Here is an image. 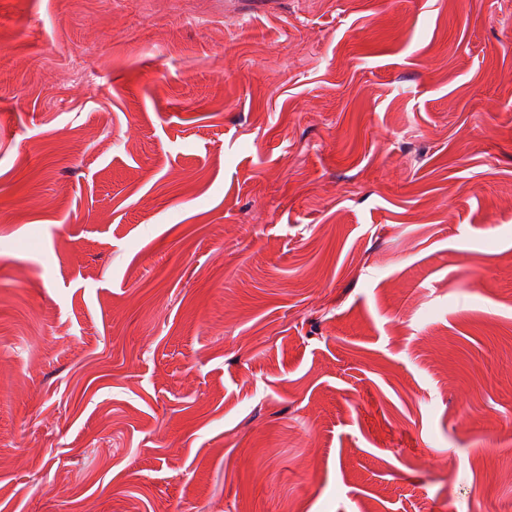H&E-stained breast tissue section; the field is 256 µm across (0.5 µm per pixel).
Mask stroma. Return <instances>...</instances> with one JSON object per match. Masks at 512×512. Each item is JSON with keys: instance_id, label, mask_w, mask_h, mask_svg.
<instances>
[{"instance_id": "1", "label": "stroma", "mask_w": 512, "mask_h": 512, "mask_svg": "<svg viewBox=\"0 0 512 512\" xmlns=\"http://www.w3.org/2000/svg\"><path fill=\"white\" fill-rule=\"evenodd\" d=\"M512 505V0H0V512Z\"/></svg>"}]
</instances>
